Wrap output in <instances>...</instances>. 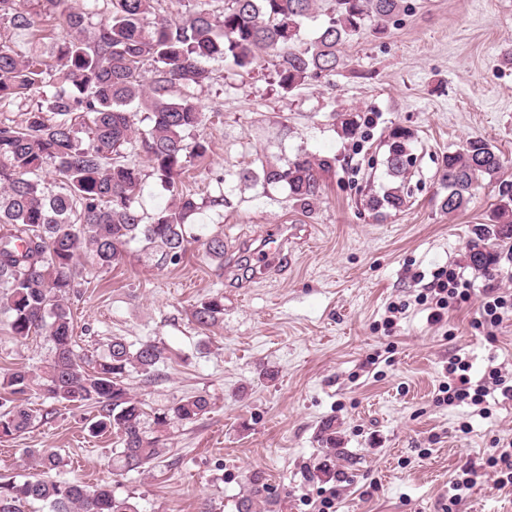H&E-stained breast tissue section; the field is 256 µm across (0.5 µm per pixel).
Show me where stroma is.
Returning <instances> with one entry per match:
<instances>
[{
	"instance_id": "obj_1",
	"label": "stroma",
	"mask_w": 512,
	"mask_h": 512,
	"mask_svg": "<svg viewBox=\"0 0 512 512\" xmlns=\"http://www.w3.org/2000/svg\"><path fill=\"white\" fill-rule=\"evenodd\" d=\"M410 2L387 32L348 39L326 83L287 92L271 70L246 75L212 62L213 82L194 92L212 153L184 178L203 205L190 228L197 242L176 266L134 244L112 269L84 272L70 304L79 349L100 354L115 337L158 342L167 354L159 378L131 375V393L150 414L199 393L210 411L171 424L165 455L146 472L121 473L112 469L115 434L92 436L86 408L34 392L36 418L0 441V470L24 479L27 449L51 448L63 460L55 479L109 485L136 497L141 512H238L256 472L272 499L251 500V512H311L330 489L339 512H442L455 471L481 462L495 439H512V401L500 395L489 396L484 417L433 402L456 352L469 354L476 376L492 360L512 370V321L491 336L475 326L478 292L512 286V260L488 276L466 258L497 190L481 182L452 216L436 195L443 154L475 137L500 150L512 178V64L503 61L512 0ZM335 112L362 117L357 136L342 135ZM397 125L413 134L412 198L381 214L368 200L388 181L384 141ZM301 151L336 160L311 212L287 187L243 178ZM216 197L223 205L210 206ZM282 225L288 242L276 251L270 236ZM214 235L224 239L220 261L201 244ZM449 262L476 295L435 325L413 303L424 287L415 274ZM217 295L223 319L199 328L194 307ZM404 300L406 314L386 333L387 304ZM50 352L45 335L16 339L0 316V377L21 366L39 371ZM376 354L391 360L361 373ZM325 464L334 478L318 476Z\"/></svg>"
}]
</instances>
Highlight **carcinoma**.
Instances as JSON below:
<instances>
[{
    "label": "carcinoma",
    "instance_id": "1",
    "mask_svg": "<svg viewBox=\"0 0 512 512\" xmlns=\"http://www.w3.org/2000/svg\"><path fill=\"white\" fill-rule=\"evenodd\" d=\"M60 9L66 35L54 42V61L26 54L18 43L0 41V107L26 105L42 87L56 90L26 109L23 124L0 123V315L8 318L13 336L25 340L45 332L51 355L39 374L24 368L7 373L0 383V440L29 428L33 413L27 396L86 407L90 431L115 432L119 448L112 466L139 472L159 459L163 437L174 422H193L211 409L201 394L182 398L166 411L147 412L131 394L128 377L136 373L156 379L166 350L154 341L129 343L114 338L101 355L77 350L73 336L71 296L83 280L80 259L105 271L131 245L156 248L163 264L182 262L191 242V217L202 206L183 192L180 177L195 160H204L209 142L193 135L204 113L194 90L214 80L208 60L229 61L245 73L261 67L269 54L280 87L291 91L309 80H328L341 66L342 47L367 28L384 32L407 0H333L319 34L300 35L302 19L317 0H224L215 13L200 5L183 21L157 14L159 0H102L100 21L66 0H44ZM0 25L23 36L34 30L33 12L21 0H0ZM147 111V129H135L132 106ZM341 131L353 136L357 115H335ZM412 134L396 126L386 140V167L392 185L369 200L373 211L401 210L414 158ZM135 145L173 197V205L146 220L138 208L143 170L122 159V149ZM48 166L58 189L41 173ZM336 158L302 153L287 166H262L263 181L284 183L294 204L311 210L323 177L334 172ZM503 163L482 138L468 140L460 151L443 156L438 176L440 208L448 214L466 209L480 179L498 187L493 227L467 245L470 264L493 271L502 250L512 243V180ZM224 317V297L200 303L193 311L197 325L209 327ZM32 472L22 481L0 474V512H29L39 501L49 512H140L132 496L119 497L107 486L89 489L78 481H58L51 472L62 464L50 449L29 454Z\"/></svg>",
    "mask_w": 512,
    "mask_h": 512
}]
</instances>
